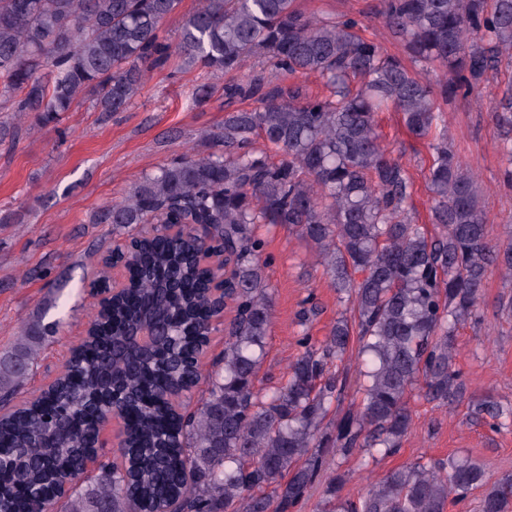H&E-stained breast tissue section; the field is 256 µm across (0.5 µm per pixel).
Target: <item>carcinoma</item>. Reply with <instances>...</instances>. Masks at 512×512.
I'll return each instance as SVG.
<instances>
[{
  "instance_id": "cac0c4a2",
  "label": "carcinoma",
  "mask_w": 512,
  "mask_h": 512,
  "mask_svg": "<svg viewBox=\"0 0 512 512\" xmlns=\"http://www.w3.org/2000/svg\"><path fill=\"white\" fill-rule=\"evenodd\" d=\"M386 28L412 63L436 67L431 83L401 58L360 34L354 16L303 13L297 0H201L176 45L162 23L180 0H0V109L33 116L43 127L84 97L101 112H122L147 73L176 52L187 65L238 72L264 56L271 77L316 75L325 92L271 85L251 76L226 88L228 99L257 106L231 111L215 135L224 147L206 157L187 155L143 176L104 209L116 237L153 225L128 299L99 309L90 323L106 340L92 362L70 358L56 379V404L83 431L87 413L113 376L131 390L120 461L107 460L81 487L72 485L81 437L43 440L49 408L12 403L38 351L57 332L38 310L0 353V406L8 452L21 449L25 470L0 475V512H42L52 485L68 483L52 512H296L336 457L325 512H445L482 488L480 512H512V475L492 478L467 457L415 462L388 472L366 494L342 495V464L355 452H398L411 425L408 397L417 385L445 402L462 393L453 363L459 326L478 316L488 267L512 278V243L489 239L482 199L471 169L448 145L437 98L481 92L504 57L512 58V0H379ZM400 112L409 131L430 140L427 189L431 234L416 224L414 183L377 131L378 113ZM495 119L512 184V85L502 89ZM218 224L232 284L224 304L236 308L224 351L212 363L197 404L176 419L154 398L164 381L197 385L187 357L194 331L209 318L200 272L190 260L209 248L172 224ZM257 224L285 225L316 249L339 298L353 307L326 340L298 339L300 355L287 378L255 390L269 334L272 295L264 282V241ZM160 326L149 357L119 351L123 337L144 320ZM360 342L361 404L325 424L345 382L351 334ZM471 414L502 426L512 408L482 400Z\"/></svg>"
}]
</instances>
